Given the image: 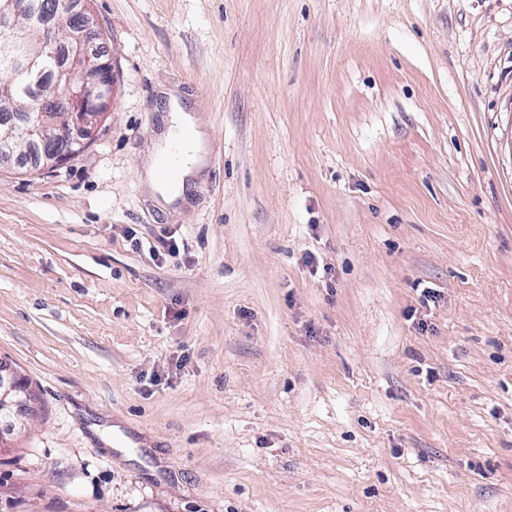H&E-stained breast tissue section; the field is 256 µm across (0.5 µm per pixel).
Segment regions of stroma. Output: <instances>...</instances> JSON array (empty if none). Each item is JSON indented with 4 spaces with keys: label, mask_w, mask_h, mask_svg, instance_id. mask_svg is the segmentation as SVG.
Masks as SVG:
<instances>
[{
    "label": "stroma",
    "mask_w": 512,
    "mask_h": 512,
    "mask_svg": "<svg viewBox=\"0 0 512 512\" xmlns=\"http://www.w3.org/2000/svg\"><path fill=\"white\" fill-rule=\"evenodd\" d=\"M92 8L111 117L0 168V512H512V0ZM165 95L168 96L169 105L168 125L158 136L160 148L156 154L166 152L175 145H185L186 150L180 162V174L179 149L157 159L161 176L169 181L178 178L175 182L163 180L158 175L155 156L146 161L144 173L148 182L155 187L158 195L156 205L168 211L173 206L185 203L193 185L192 180L208 166L210 154L207 125L202 116L184 110L179 98L172 91L165 92ZM31 402L28 389L19 385L17 371L11 364L0 359V413L13 416L26 409Z\"/></svg>",
    "instance_id": "stroma-1"
}]
</instances>
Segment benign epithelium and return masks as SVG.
I'll use <instances>...</instances> for the list:
<instances>
[{
  "label": "benign epithelium",
  "instance_id": "1",
  "mask_svg": "<svg viewBox=\"0 0 512 512\" xmlns=\"http://www.w3.org/2000/svg\"><path fill=\"white\" fill-rule=\"evenodd\" d=\"M27 0H0V24L7 38L38 49L24 57L10 79L0 83V100L14 101L20 79L35 98L22 128L7 126L0 132V167L40 171L62 166L84 153L112 115L116 76L112 56L89 53L87 46L104 35L95 21L91 0H49L44 24H23ZM65 50L53 82L41 86L46 62ZM31 395L19 385L17 371L0 359V413L14 415L29 406Z\"/></svg>",
  "mask_w": 512,
  "mask_h": 512
}]
</instances>
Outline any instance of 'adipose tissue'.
Segmentation results:
<instances>
[{
    "label": "adipose tissue",
    "mask_w": 512,
    "mask_h": 512,
    "mask_svg": "<svg viewBox=\"0 0 512 512\" xmlns=\"http://www.w3.org/2000/svg\"><path fill=\"white\" fill-rule=\"evenodd\" d=\"M168 105V125L158 140L164 152L176 145L184 147L179 177L173 182L163 180L152 158L144 166L145 177L154 185L157 193L156 204L165 211L185 203L193 179L209 163V136L202 116L184 110L178 97L173 94L168 97Z\"/></svg>",
    "instance_id": "ef3b65f1"
}]
</instances>
